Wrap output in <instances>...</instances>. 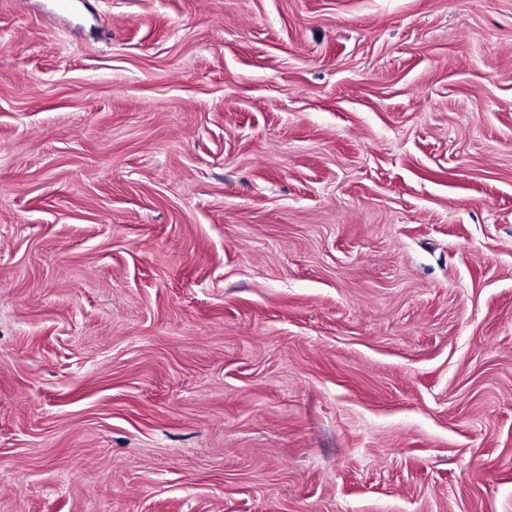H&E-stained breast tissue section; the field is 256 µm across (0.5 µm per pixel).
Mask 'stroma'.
<instances>
[{"label":"stroma","mask_w":512,"mask_h":512,"mask_svg":"<svg viewBox=\"0 0 512 512\" xmlns=\"http://www.w3.org/2000/svg\"><path fill=\"white\" fill-rule=\"evenodd\" d=\"M0 512H512V0H0Z\"/></svg>","instance_id":"stroma-1"}]
</instances>
